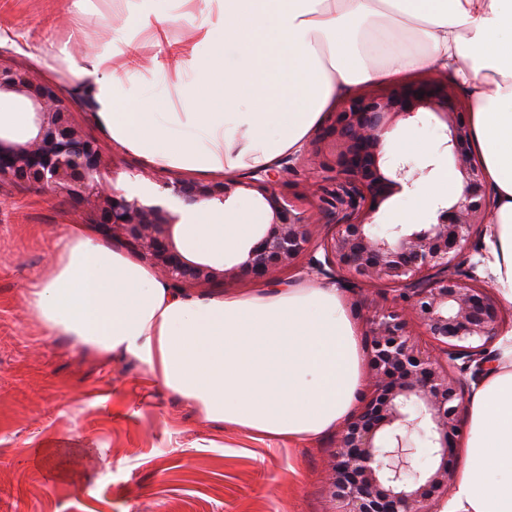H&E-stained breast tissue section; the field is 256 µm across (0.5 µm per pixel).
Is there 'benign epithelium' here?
<instances>
[{
  "instance_id": "benign-epithelium-1",
  "label": "benign epithelium",
  "mask_w": 512,
  "mask_h": 512,
  "mask_svg": "<svg viewBox=\"0 0 512 512\" xmlns=\"http://www.w3.org/2000/svg\"><path fill=\"white\" fill-rule=\"evenodd\" d=\"M27 100L34 136L0 137V180L62 192L91 209L105 238L119 239L174 288L217 280L268 282L302 269L322 283L391 287L390 304L363 315L368 389L338 435L330 464L331 512H431L457 482L456 449L463 437L462 379L492 369L489 345L505 323L494 292L451 261L493 206L482 164L470 145L459 88L438 71L416 83L339 100L319 132L274 167L220 182H164L183 204L231 205L254 193L269 220L230 267L183 254L174 240L178 215L162 204L129 198L108 180L110 163L70 118L65 99L34 72L0 66V95ZM431 112L447 126L444 144L462 191L436 203V222L378 224L381 207L413 188L424 169L384 149L400 121ZM306 172L294 185L288 176ZM436 342L422 348L412 322Z\"/></svg>"
}]
</instances>
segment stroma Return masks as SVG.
<instances>
[{
  "instance_id": "stroma-1",
  "label": "stroma",
  "mask_w": 512,
  "mask_h": 512,
  "mask_svg": "<svg viewBox=\"0 0 512 512\" xmlns=\"http://www.w3.org/2000/svg\"><path fill=\"white\" fill-rule=\"evenodd\" d=\"M73 0H0V62L36 69L74 120L114 156L129 195L162 196L159 172L113 142L75 95L50 46ZM0 512H329L337 432L256 438L204 421L130 357L44 336L23 294L51 269L72 226L97 230L84 208L40 187L0 184ZM126 451L123 462L113 449Z\"/></svg>"
}]
</instances>
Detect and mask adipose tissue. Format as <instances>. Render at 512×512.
Listing matches in <instances>:
<instances>
[{"mask_svg": "<svg viewBox=\"0 0 512 512\" xmlns=\"http://www.w3.org/2000/svg\"><path fill=\"white\" fill-rule=\"evenodd\" d=\"M153 2L109 0L113 20L140 21L91 43L79 62L72 44L87 31L76 8L72 41L51 57L112 141L160 171L271 167L307 142L340 87L453 68L469 89L471 145L495 198L492 285L512 305V0H169L193 28L181 47L151 21ZM146 49L163 62L143 65ZM460 191L440 170L396 221L421 223L433 199ZM193 215L181 227L185 247L209 258L239 253L261 221L202 203ZM23 302L45 335L131 357L203 420L256 435L330 432L362 385L356 325L338 289L319 283L189 295L73 228ZM464 441L453 512H512V329L468 400Z\"/></svg>", "mask_w": 512, "mask_h": 512, "instance_id": "ef3b65f1", "label": "adipose tissue"}]
</instances>
